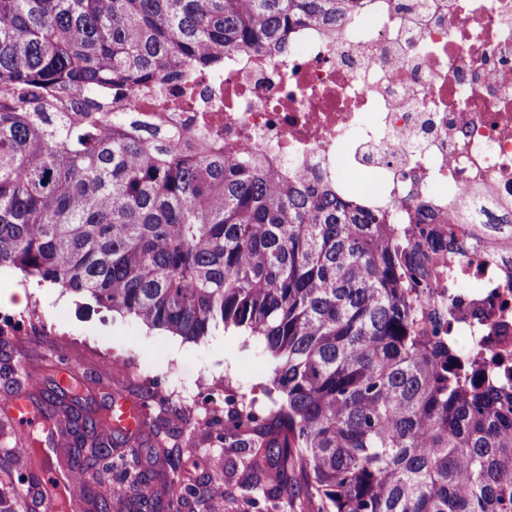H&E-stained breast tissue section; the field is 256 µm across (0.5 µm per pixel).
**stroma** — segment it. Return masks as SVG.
<instances>
[{
    "label": "stroma",
    "instance_id": "stroma-1",
    "mask_svg": "<svg viewBox=\"0 0 512 512\" xmlns=\"http://www.w3.org/2000/svg\"><path fill=\"white\" fill-rule=\"evenodd\" d=\"M1 288L26 294L21 313L36 329L29 336L0 333V400L13 392L6 368L16 361L38 380L35 397L45 407L75 396L80 416L96 419L107 396L140 399L141 431L114 436L113 446L120 453L139 449V469L158 495L155 512H317L299 474L270 488L248 467L247 452L224 445L228 412L247 404L264 415L278 398L257 339L231 329L189 341L8 268L0 269ZM73 363L79 366L75 386L59 383L58 370ZM168 404L183 412L180 427L163 423ZM27 455L0 407V501L16 512H46V498L58 491L45 486ZM228 457L237 467L224 476L220 467ZM175 473L187 493L174 507L166 488Z\"/></svg>",
    "mask_w": 512,
    "mask_h": 512
}]
</instances>
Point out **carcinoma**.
Masks as SVG:
<instances>
[{
    "label": "carcinoma",
    "mask_w": 512,
    "mask_h": 512,
    "mask_svg": "<svg viewBox=\"0 0 512 512\" xmlns=\"http://www.w3.org/2000/svg\"><path fill=\"white\" fill-rule=\"evenodd\" d=\"M360 0H0V268L88 293L198 341L260 339L281 404L234 411L224 447L255 448L277 485L309 477L320 512H512V384L468 375L433 275L461 268L512 224H397L325 182L283 181L211 140L128 109L170 96L227 52L334 27ZM71 483L109 512L112 458L93 419Z\"/></svg>",
    "instance_id": "cac0c4a2"
}]
</instances>
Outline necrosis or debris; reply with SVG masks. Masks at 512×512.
Here are the masks:
<instances>
[{"label":"necrosis or debris","instance_id":"1","mask_svg":"<svg viewBox=\"0 0 512 512\" xmlns=\"http://www.w3.org/2000/svg\"><path fill=\"white\" fill-rule=\"evenodd\" d=\"M196 103L217 143L283 177L328 175L408 223L512 222V0H366L287 51L225 54ZM435 291L459 298L451 334L512 376V263L490 254Z\"/></svg>","mask_w":512,"mask_h":512}]
</instances>
